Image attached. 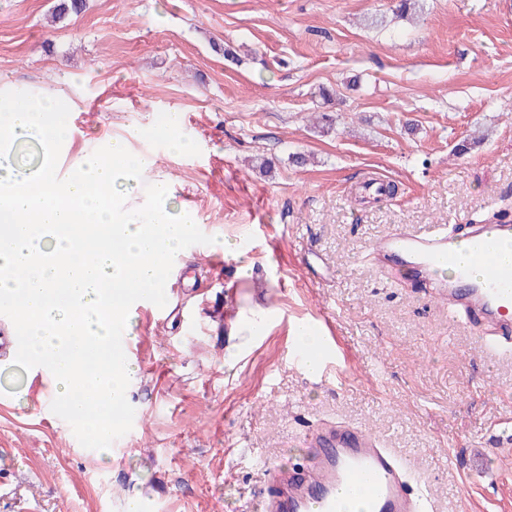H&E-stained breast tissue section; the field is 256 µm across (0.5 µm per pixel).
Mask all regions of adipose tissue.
<instances>
[{
  "label": "adipose tissue",
  "mask_w": 512,
  "mask_h": 512,
  "mask_svg": "<svg viewBox=\"0 0 512 512\" xmlns=\"http://www.w3.org/2000/svg\"><path fill=\"white\" fill-rule=\"evenodd\" d=\"M71 137L55 98L0 91V306L20 326L19 356L50 372L60 408L102 441L136 373L113 350L112 328L127 324L133 299L167 302L165 276L193 221L167 210L171 182L122 138L60 178ZM20 141L41 146L38 166L13 162Z\"/></svg>",
  "instance_id": "obj_1"
}]
</instances>
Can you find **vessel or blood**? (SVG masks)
Instances as JSON below:
<instances>
[{
  "label": "vessel or blood",
  "instance_id": "b4317fda",
  "mask_svg": "<svg viewBox=\"0 0 512 512\" xmlns=\"http://www.w3.org/2000/svg\"><path fill=\"white\" fill-rule=\"evenodd\" d=\"M512 243V224H473L465 238L441 224L414 234L397 231L375 241L372 252L402 263L406 274L431 279L451 319L468 321L494 354L512 352V262L499 246ZM296 361L336 358L334 339L296 348ZM307 464L279 467L267 477L262 512H339L344 493L363 499L369 512H430L424 493L409 482L405 463L368 432L343 423L316 429Z\"/></svg>",
  "mask_w": 512,
  "mask_h": 512
}]
</instances>
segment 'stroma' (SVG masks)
<instances>
[{
  "mask_svg": "<svg viewBox=\"0 0 512 512\" xmlns=\"http://www.w3.org/2000/svg\"><path fill=\"white\" fill-rule=\"evenodd\" d=\"M57 2L0 0V85L69 108L72 154L114 136L153 153L173 207L237 249L189 247L164 317L132 313L131 417L106 445L0 350V512H259L269 469L336 419L393 449L435 512H512L494 443L512 358L369 253L512 222V0H85L60 21ZM171 112L195 152L153 134ZM371 179L397 195L360 201ZM312 316L340 354L314 379L292 334Z\"/></svg>",
  "mask_w": 512,
  "mask_h": 512,
  "instance_id": "stroma-1",
  "label": "stroma"
}]
</instances>
